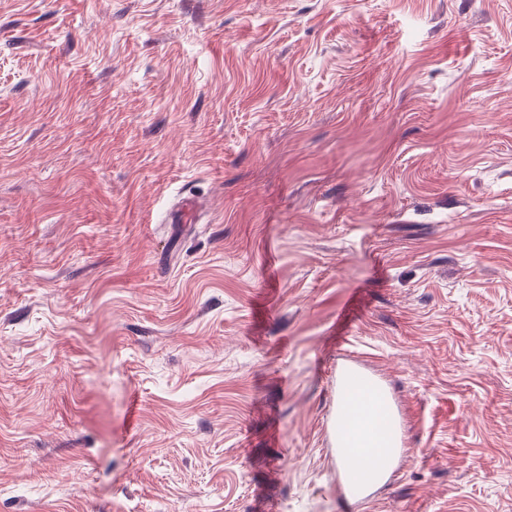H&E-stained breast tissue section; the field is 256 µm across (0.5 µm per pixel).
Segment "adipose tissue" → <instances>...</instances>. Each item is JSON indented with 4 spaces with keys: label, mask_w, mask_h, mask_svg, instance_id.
I'll return each instance as SVG.
<instances>
[{
    "label": "adipose tissue",
    "mask_w": 512,
    "mask_h": 512,
    "mask_svg": "<svg viewBox=\"0 0 512 512\" xmlns=\"http://www.w3.org/2000/svg\"><path fill=\"white\" fill-rule=\"evenodd\" d=\"M384 391L368 386L357 388L351 397L343 435L347 445L350 479L363 491L380 486L395 466L400 450L388 434L390 416Z\"/></svg>",
    "instance_id": "ef3b65f1"
}]
</instances>
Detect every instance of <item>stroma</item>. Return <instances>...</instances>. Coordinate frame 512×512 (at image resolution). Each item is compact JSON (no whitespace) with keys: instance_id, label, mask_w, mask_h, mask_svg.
I'll list each match as a JSON object with an SVG mask.
<instances>
[{"instance_id":"1","label":"stroma","mask_w":512,"mask_h":512,"mask_svg":"<svg viewBox=\"0 0 512 512\" xmlns=\"http://www.w3.org/2000/svg\"><path fill=\"white\" fill-rule=\"evenodd\" d=\"M0 512H512V0H0ZM198 211V203L193 196L180 198L177 205L165 216L169 224H188L195 222ZM366 377L352 366H336V417L332 422L330 443L336 448L337 460L344 448L340 437L343 430L347 445L346 473L363 491L370 492L387 479L399 458L400 448L388 434L390 416L384 408L385 392L379 388L360 387L367 383ZM355 389L343 427V413Z\"/></svg>"}]
</instances>
